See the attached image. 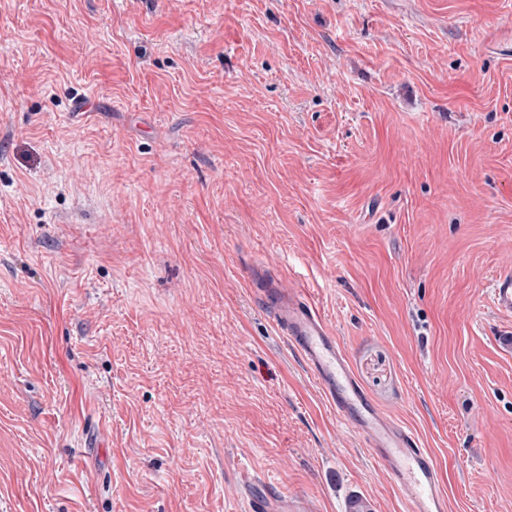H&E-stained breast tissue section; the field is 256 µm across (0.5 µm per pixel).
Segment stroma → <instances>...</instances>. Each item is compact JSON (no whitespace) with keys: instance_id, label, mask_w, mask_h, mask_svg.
I'll use <instances>...</instances> for the list:
<instances>
[{"instance_id":"1","label":"stroma","mask_w":512,"mask_h":512,"mask_svg":"<svg viewBox=\"0 0 512 512\" xmlns=\"http://www.w3.org/2000/svg\"><path fill=\"white\" fill-rule=\"evenodd\" d=\"M512 0H0V512H406L251 288L306 289L449 512H512ZM492 304L499 313L512 314V272L504 271L495 276L492 287ZM255 482V476L246 473L240 477L237 485L248 499L250 512H316L312 503L293 499L288 496V492L277 491L256 496L253 494Z\"/></svg>"}]
</instances>
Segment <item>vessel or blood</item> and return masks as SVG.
<instances>
[{
	"instance_id": "1",
	"label": "vessel or blood",
	"mask_w": 512,
	"mask_h": 512,
	"mask_svg": "<svg viewBox=\"0 0 512 512\" xmlns=\"http://www.w3.org/2000/svg\"><path fill=\"white\" fill-rule=\"evenodd\" d=\"M252 283L318 391L364 440L407 501L409 512H448V493L434 454L365 394L352 373L343 345L305 289L283 287L267 269L256 273ZM492 304L499 313L512 314V272L495 276ZM255 482L249 473L238 482L239 490L248 498L249 512H316L312 503L281 491L254 495Z\"/></svg>"
}]
</instances>
